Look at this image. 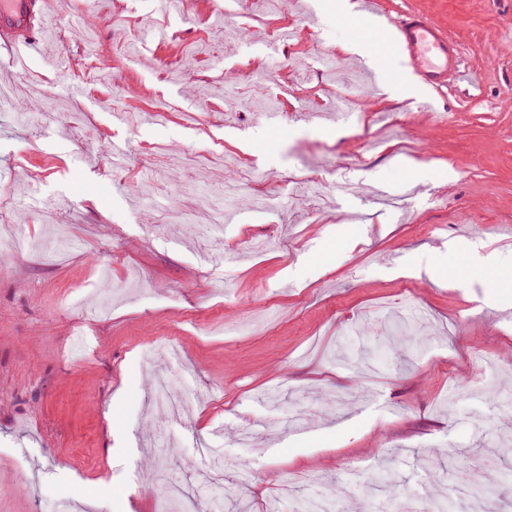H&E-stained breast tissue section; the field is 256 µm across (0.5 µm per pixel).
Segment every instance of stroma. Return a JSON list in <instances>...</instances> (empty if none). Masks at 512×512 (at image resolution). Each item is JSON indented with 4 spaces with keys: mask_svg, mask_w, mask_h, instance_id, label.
I'll list each match as a JSON object with an SVG mask.
<instances>
[{
    "mask_svg": "<svg viewBox=\"0 0 512 512\" xmlns=\"http://www.w3.org/2000/svg\"><path fill=\"white\" fill-rule=\"evenodd\" d=\"M46 2L42 52L0 61V217L36 244L0 242V512H170L149 468L189 493L217 477L224 512H263L285 483L371 512L446 491L451 451L482 444L458 471L497 468L512 428L476 390H512V288L474 269L512 264V0H383L462 52V77L394 103L365 72L395 53L338 54L377 25L338 23L336 0H213L202 21ZM307 11L320 27L285 41L277 19ZM86 31L108 53L85 55L79 93L46 59ZM439 265L454 287L405 272ZM413 302L423 340L393 343ZM156 336L179 361L144 365ZM159 374L187 403L165 455ZM216 444L220 470L196 453ZM384 466L399 479L368 502Z\"/></svg>",
    "mask_w": 512,
    "mask_h": 512,
    "instance_id": "stroma-1",
    "label": "stroma"
}]
</instances>
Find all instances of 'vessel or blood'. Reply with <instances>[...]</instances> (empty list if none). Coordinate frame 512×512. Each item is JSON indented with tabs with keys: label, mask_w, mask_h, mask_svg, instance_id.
I'll list each match as a JSON object with an SVG mask.
<instances>
[{
	"label": "vessel or blood",
	"mask_w": 512,
	"mask_h": 512,
	"mask_svg": "<svg viewBox=\"0 0 512 512\" xmlns=\"http://www.w3.org/2000/svg\"><path fill=\"white\" fill-rule=\"evenodd\" d=\"M45 25L41 0H0V55L15 56L36 48ZM397 55L395 67L377 75L401 86L417 80L425 89L440 90L449 77L460 76L461 63L455 38L444 25L418 12H409L387 27Z\"/></svg>",
	"instance_id": "vessel-or-blood-1"
}]
</instances>
